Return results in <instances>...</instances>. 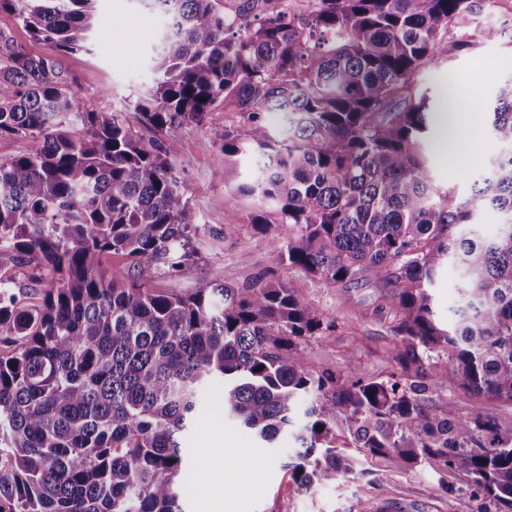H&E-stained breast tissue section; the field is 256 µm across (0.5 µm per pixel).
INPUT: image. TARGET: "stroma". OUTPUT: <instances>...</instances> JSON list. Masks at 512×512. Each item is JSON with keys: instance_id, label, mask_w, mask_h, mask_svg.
I'll return each mask as SVG.
<instances>
[{"instance_id": "1", "label": "stroma", "mask_w": 512, "mask_h": 512, "mask_svg": "<svg viewBox=\"0 0 512 512\" xmlns=\"http://www.w3.org/2000/svg\"><path fill=\"white\" fill-rule=\"evenodd\" d=\"M312 5L313 0H215L226 16L246 21L274 10L305 16ZM97 9L102 25L90 38L91 51L67 55L61 66L69 87L91 110L122 113L127 123L138 126L133 104L151 84L153 58L168 20L145 0H98ZM468 35L473 43L470 50L423 68L411 79L414 90L430 95L434 115L447 111L446 89L455 81L468 89L471 99L486 105L485 110L472 108L460 118L453 150L442 147L439 123L430 125L431 181L450 191L457 202L469 197L474 181L488 172L501 152L490 132L487 110L494 106L502 84L512 80V0H487ZM233 124L230 107L221 106L204 123L182 126L175 133L176 171L199 224L197 255L178 276H156L153 287L185 294L205 275L220 276L237 288L253 287L262 279L303 283L302 303L337 324L336 329L307 338L309 370L342 373L354 365L365 376L385 378L398 344L393 315L386 307L392 284L372 276L352 284L328 283L280 258L278 247L287 239L289 226L255 225L257 203L233 192L246 179L251 159L239 158L229 173L217 167L224 129ZM223 387L219 379L206 387L199 420L185 440L188 456L202 454L207 460L205 476L196 478L197 490L183 504L185 512H209L218 501L223 512H367V503L375 498L389 501L392 512H474L475 503L464 491L467 477L461 471L442 476L417 466L392 473L380 458L361 459L365 475L340 477L310 489L299 487L286 468L296 448L293 436L283 435L272 447H260L251 433L223 419ZM451 392L457 413L488 415L504 426L512 425V403L456 386ZM243 457L251 472L240 471ZM384 473L390 480L383 486L378 477Z\"/></svg>"}]
</instances>
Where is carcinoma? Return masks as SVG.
I'll use <instances>...</instances> for the list:
<instances>
[{"instance_id":"1","label":"carcinoma","mask_w":512,"mask_h":512,"mask_svg":"<svg viewBox=\"0 0 512 512\" xmlns=\"http://www.w3.org/2000/svg\"><path fill=\"white\" fill-rule=\"evenodd\" d=\"M96 2L0 0L45 46L31 55L0 37V137L36 140L0 160V258L42 285L33 298L0 275V512H183L184 439L215 378L224 415L261 443L296 431L286 467L301 487L363 473L337 449L340 421L391 470H461L476 512H512V427L459 416L443 394L451 376L512 402V88L490 110L503 151L455 206L430 180L431 112L409 85L470 48L477 0H316L306 18L280 10L243 26L214 0H151L168 27L135 111L169 135L148 140L90 110L60 69L88 50ZM227 102L237 119L218 165L254 158L237 191L292 227L281 259L328 283L394 284L388 378L307 370L323 318L301 282L149 287L194 257L199 230L173 132ZM489 206L503 222L486 237L475 226ZM112 256L125 264L104 266ZM446 264L463 286L445 328L430 287Z\"/></svg>"}]
</instances>
